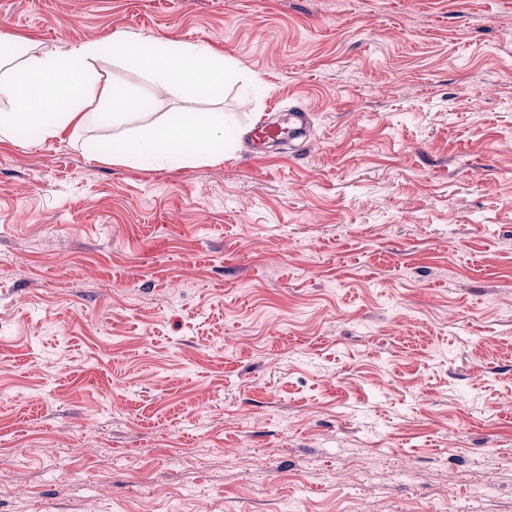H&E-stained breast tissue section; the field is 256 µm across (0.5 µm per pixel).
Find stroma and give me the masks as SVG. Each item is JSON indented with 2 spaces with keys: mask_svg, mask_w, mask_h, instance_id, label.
Returning a JSON list of instances; mask_svg holds the SVG:
<instances>
[{
  "mask_svg": "<svg viewBox=\"0 0 512 512\" xmlns=\"http://www.w3.org/2000/svg\"><path fill=\"white\" fill-rule=\"evenodd\" d=\"M121 33L222 52L217 102L95 67L237 137L0 141V512H512V0H0ZM310 112L304 107H295L273 119L258 121L249 135L250 145L264 151L270 143L299 141L307 136ZM224 112H173L161 126L144 125L131 135L112 138L108 147H92L97 160L157 164H189L222 157L224 147L233 140Z\"/></svg>",
  "mask_w": 512,
  "mask_h": 512,
  "instance_id": "obj_1",
  "label": "stroma"
}]
</instances>
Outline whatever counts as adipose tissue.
<instances>
[{
  "instance_id": "adipose-tissue-1",
  "label": "adipose tissue",
  "mask_w": 512,
  "mask_h": 512,
  "mask_svg": "<svg viewBox=\"0 0 512 512\" xmlns=\"http://www.w3.org/2000/svg\"><path fill=\"white\" fill-rule=\"evenodd\" d=\"M113 56L149 75L157 88L180 85L191 99L216 100L224 95L228 64L223 54L202 44L163 42L116 36L107 42H87L66 51L30 56L18 75L0 74V141L14 140L21 129L36 128L40 137L78 134L90 121L115 123L126 119L132 106L125 88L104 79L94 61ZM233 139L222 112L172 113L161 126L144 125L131 135L113 138L105 147L90 148L97 160L157 164H189L221 157Z\"/></svg>"
}]
</instances>
